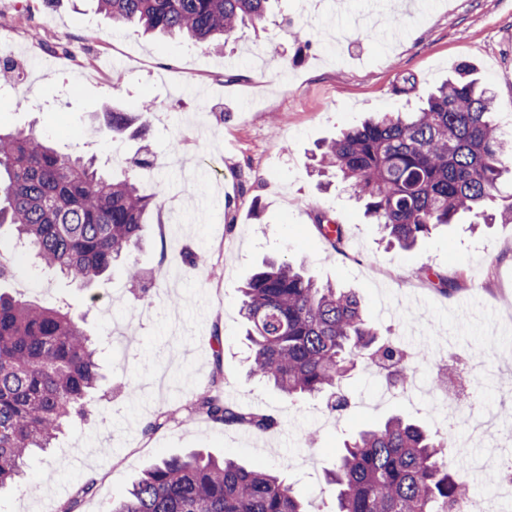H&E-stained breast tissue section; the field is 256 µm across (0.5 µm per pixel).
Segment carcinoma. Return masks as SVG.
<instances>
[{
	"label": "carcinoma",
	"mask_w": 512,
	"mask_h": 512,
	"mask_svg": "<svg viewBox=\"0 0 512 512\" xmlns=\"http://www.w3.org/2000/svg\"><path fill=\"white\" fill-rule=\"evenodd\" d=\"M114 26L184 37L221 47L241 27L266 21L271 0H96ZM153 104L138 111L107 108L97 131L116 140L143 133ZM512 156L501 137L491 92L460 63L455 76L415 112H382L324 144L318 172L336 171L363 203L365 215L403 249L441 225L471 214L485 224L512 222V206L491 213ZM163 208L135 180L111 178L92 159L59 154L34 131L0 135V227L14 231L17 252L51 273L86 287L138 249L143 224ZM319 227L335 249L342 225L326 215ZM251 344L250 375L289 398L334 396L348 401L343 380L359 363L398 350L378 340L358 294L321 285L291 263L270 262L242 288ZM103 348L80 318L0 292V488L15 482L27 460L53 447L68 422L84 417L102 380ZM194 411L216 423L271 429L272 418L224 400L218 390ZM448 439L391 417L345 443L328 473L334 512H456L463 493L460 465L443 456ZM108 512H311L285 480L191 453L146 469Z\"/></svg>",
	"instance_id": "obj_1"
}]
</instances>
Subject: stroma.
Wrapping results in <instances>:
<instances>
[{
    "instance_id": "35a3bbf8",
    "label": "stroma",
    "mask_w": 512,
    "mask_h": 512,
    "mask_svg": "<svg viewBox=\"0 0 512 512\" xmlns=\"http://www.w3.org/2000/svg\"><path fill=\"white\" fill-rule=\"evenodd\" d=\"M376 34L369 0H274L266 24L224 48L113 29L94 0H0V60L19 79L0 90V131L52 135L59 153L96 157L115 178L133 175L144 194L162 193L129 260L145 284L121 269L79 289L25 262L0 289L47 306L73 305L86 332L111 343V322L127 325L125 354L105 353L104 379L88 421H77L24 480L0 490V512H41L50 499H78L77 512H106L162 457L225 454L280 473L319 512H333L325 481L346 441L397 414L432 433L450 428L438 401L434 363L456 351L476 357L463 389L472 409L512 428V223L468 220L441 226L410 250L387 247L379 225L340 178L319 188L313 155L339 130L371 112H407L470 63L494 96L496 119L512 134V0H380ZM55 54H48V47ZM210 92L198 111V88ZM153 102L144 137L97 133L103 105ZM154 165L131 170L143 143ZM326 215L345 231L331 249L318 227ZM205 253L191 267L186 248ZM268 259L303 266L321 283L351 288L381 336L418 354L413 396L392 397L386 377L358 367L344 393L289 399L246 376L240 292ZM178 277H171L172 267ZM457 279L451 294L425 272ZM222 372L225 398L275 421L258 434L192 413ZM138 385L129 393L127 384ZM168 422L155 427L160 415Z\"/></svg>"
}]
</instances>
